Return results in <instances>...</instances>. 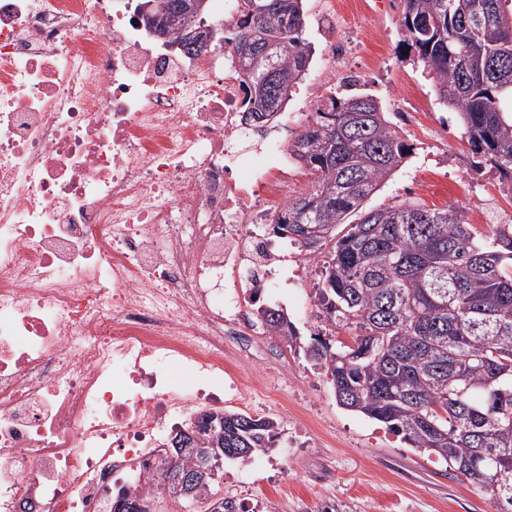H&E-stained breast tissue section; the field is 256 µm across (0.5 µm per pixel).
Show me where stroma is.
Listing matches in <instances>:
<instances>
[{
    "instance_id": "1",
    "label": "stroma",
    "mask_w": 512,
    "mask_h": 512,
    "mask_svg": "<svg viewBox=\"0 0 512 512\" xmlns=\"http://www.w3.org/2000/svg\"><path fill=\"white\" fill-rule=\"evenodd\" d=\"M323 2L305 0V36L313 57L286 106L290 112H309L311 102L332 89L324 70L327 42L318 25ZM365 13L357 34L340 28L336 35L355 40L349 64L351 72L363 77L360 92L376 98L402 137L417 148L365 202V209L452 205L467 221L482 213L476 227L491 234L512 214V186L476 167L454 115L439 103L432 79L413 63L399 27L400 0H365ZM404 86L414 88L428 105L424 124L400 115L398 94ZM314 296V288L286 283L266 300L287 312L301 344L327 326L325 318L309 316L307 305ZM236 360L252 398L242 407L225 403V410L271 417L280 424L274 447L262 459L224 464L221 492L238 496L246 512H316L329 501L350 506L352 512H496L487 495L451 474L445 463L410 448L381 423L339 406L326 378L298 347L257 336L238 348ZM283 451L288 454L284 466L278 462Z\"/></svg>"
}]
</instances>
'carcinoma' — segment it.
Returning <instances> with one entry per match:
<instances>
[{
  "mask_svg": "<svg viewBox=\"0 0 512 512\" xmlns=\"http://www.w3.org/2000/svg\"><path fill=\"white\" fill-rule=\"evenodd\" d=\"M401 2L404 42L435 81L439 103L458 113L473 151L512 179V0ZM203 25L180 14L163 20L170 30ZM255 28L288 45L275 85L262 67L245 83V111L261 128L287 104L312 48L303 0H242L234 49ZM413 150L366 94L329 95L295 139L292 154L312 185L288 199L272 231L306 254L328 248L316 296L328 325L350 336H312L302 349L342 408L445 461L497 512H512V225L488 238L454 206L362 210ZM318 226L324 235L314 237ZM258 313L271 335L290 346L299 338L283 311ZM278 435L271 418L226 412L224 428L164 459L152 491L113 493L110 512H154L162 478L205 464L204 448L215 444L224 458L246 461ZM215 484H197L175 501L203 503Z\"/></svg>",
  "mask_w": 512,
  "mask_h": 512,
  "instance_id": "cac0c4a2",
  "label": "carcinoma"
}]
</instances>
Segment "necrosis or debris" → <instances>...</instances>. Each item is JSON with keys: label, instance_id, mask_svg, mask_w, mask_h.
Here are the masks:
<instances>
[{"label": "necrosis or debris", "instance_id": "necrosis-or-debris-1", "mask_svg": "<svg viewBox=\"0 0 512 512\" xmlns=\"http://www.w3.org/2000/svg\"><path fill=\"white\" fill-rule=\"evenodd\" d=\"M131 2L0 0V512L151 490L169 422L243 399L224 340L262 335L252 298L312 266L269 235L295 118L248 124L237 0L195 56Z\"/></svg>", "mask_w": 512, "mask_h": 512}]
</instances>
